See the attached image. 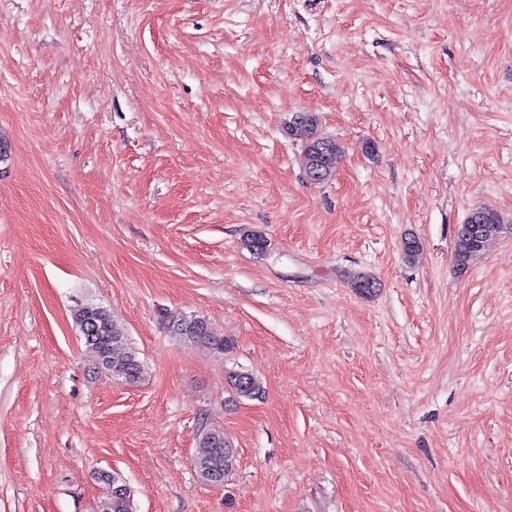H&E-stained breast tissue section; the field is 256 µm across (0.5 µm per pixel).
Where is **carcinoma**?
Returning <instances> with one entry per match:
<instances>
[{
    "label": "carcinoma",
    "mask_w": 512,
    "mask_h": 512,
    "mask_svg": "<svg viewBox=\"0 0 512 512\" xmlns=\"http://www.w3.org/2000/svg\"><path fill=\"white\" fill-rule=\"evenodd\" d=\"M320 118L315 112H299L297 120L287 126L288 135L301 143L299 162L305 175L313 181H328L335 176L336 168L343 156V149L336 140L323 136L319 131ZM503 227V218L495 210L477 206L470 210L458 226L454 243L456 265L466 268L472 257L483 251L490 240L497 237ZM243 248L254 254L268 250L269 241L259 231H249L241 239ZM351 286L359 294L370 296L378 288V281L370 274L359 273L351 279ZM75 322L83 327L88 322L94 325L93 337H84L85 345L94 363L112 352L127 367L129 383H136L142 376V364L136 352L129 347L124 332L114 324L105 309L96 305H86L77 310ZM161 324L167 331L186 345H203L212 351L224 354L233 348L231 341L211 333L207 320L199 315L165 311ZM228 401L240 399L259 400L264 395L260 378L243 370L233 369L227 374ZM237 449L224 430L210 428L199 434L197 454L194 456V469L197 475L213 469L229 477L233 473L231 464L238 462ZM98 479L105 486V497L101 512H133L132 499L128 495L118 496L110 491L112 475L101 471Z\"/></svg>",
    "instance_id": "obj_1"
}]
</instances>
